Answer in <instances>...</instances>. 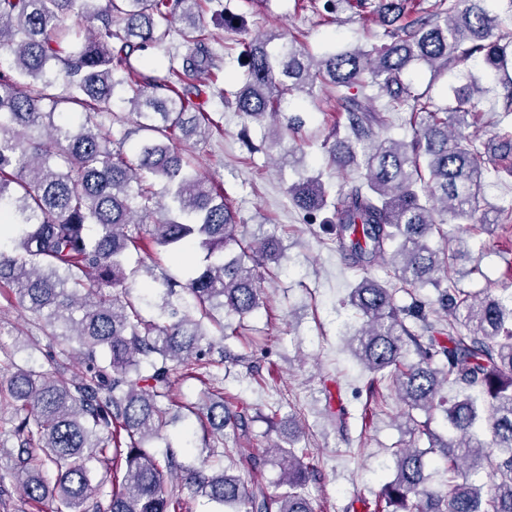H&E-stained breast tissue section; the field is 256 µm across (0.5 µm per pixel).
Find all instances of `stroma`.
<instances>
[{
    "label": "stroma",
    "instance_id": "obj_1",
    "mask_svg": "<svg viewBox=\"0 0 512 512\" xmlns=\"http://www.w3.org/2000/svg\"><path fill=\"white\" fill-rule=\"evenodd\" d=\"M326 0H208L204 24L218 42L223 68L218 77L225 92L237 91L244 67L238 43L260 35L298 39L312 54L325 47H378L388 43L384 26L370 10L342 7L327 12ZM228 9L238 17L239 28L225 30L217 11ZM224 127V135L194 146L200 174L221 182L249 237L276 234L285 248L275 274L263 276L266 306L245 319L247 335L215 340V350L235 355L217 374L223 377L224 398L252 416L251 445L267 454L272 443L300 431L317 469L307 493L314 512H346L354 499L375 500L385 481L394 474L393 453L399 448L426 447L406 431L403 406L393 391L385 403L370 409L371 374L351 355L348 340L359 323L344 300L362 278L348 257L336 246V226L331 211L309 219L288 194L300 173L321 174L333 188H350L363 182L362 171L337 174L326 163L324 148L333 127L346 120L336 112L331 90L316 88L313 96L297 95L283 104L285 116H297L304 125L296 137H284L282 146L270 144L268 123L243 118L233 107L214 102L209 106ZM304 147L301 163L284 160L292 143ZM468 247L482 276L460 279L461 287L478 292L487 283L512 292V236L490 225L468 236ZM203 260L194 252L177 260L164 254L142 256L151 271L148 293L153 304H162L165 279L185 280ZM0 349L14 363L38 367L44 364L48 341L32 328L15 299L0 296ZM208 378L195 375L177 384L166 401L167 424L150 447L178 450L189 465L199 464L210 450L189 405L206 397ZM339 398L349 413L345 428H337L327 414L330 398ZM276 415L268 427L267 415ZM352 507V506H351Z\"/></svg>",
    "mask_w": 512,
    "mask_h": 512
}]
</instances>
